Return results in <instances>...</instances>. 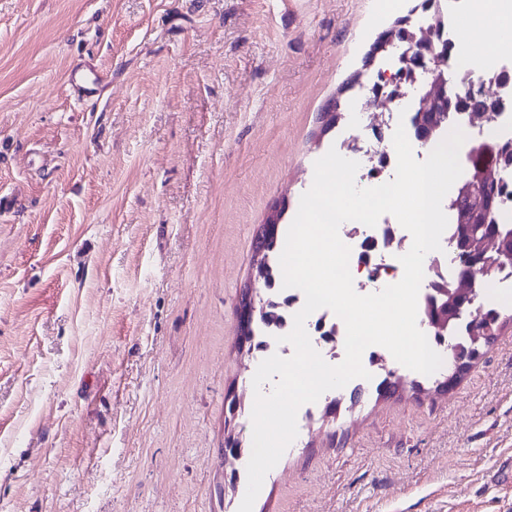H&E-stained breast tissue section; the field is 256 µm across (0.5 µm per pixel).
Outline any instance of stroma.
Returning <instances> with one entry per match:
<instances>
[{
  "mask_svg": "<svg viewBox=\"0 0 512 512\" xmlns=\"http://www.w3.org/2000/svg\"><path fill=\"white\" fill-rule=\"evenodd\" d=\"M380 0H0V512H238L237 308L351 121ZM107 73L78 97L74 69ZM463 376L317 410L253 512H504L512 302ZM239 409L226 421L230 398Z\"/></svg>",
  "mask_w": 512,
  "mask_h": 512,
  "instance_id": "obj_1",
  "label": "stroma"
}]
</instances>
